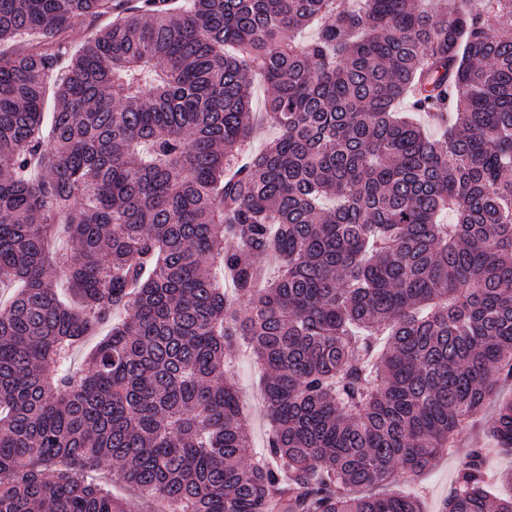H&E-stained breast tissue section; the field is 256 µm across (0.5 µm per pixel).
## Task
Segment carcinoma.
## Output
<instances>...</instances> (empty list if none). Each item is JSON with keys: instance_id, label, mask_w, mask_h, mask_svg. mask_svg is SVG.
Wrapping results in <instances>:
<instances>
[{"instance_id": "1", "label": "carcinoma", "mask_w": 512, "mask_h": 512, "mask_svg": "<svg viewBox=\"0 0 512 512\" xmlns=\"http://www.w3.org/2000/svg\"><path fill=\"white\" fill-rule=\"evenodd\" d=\"M433 2L0 0V512H125L84 478L106 462L180 512H420L376 489L512 381V0ZM442 512H512L483 449ZM231 360L251 436V448H247L246 456H251L264 451L270 433L262 402L261 375L247 354L239 355L237 351L231 355Z\"/></svg>"}]
</instances>
